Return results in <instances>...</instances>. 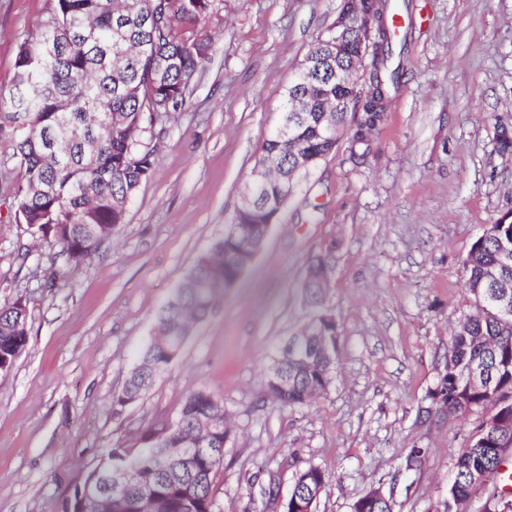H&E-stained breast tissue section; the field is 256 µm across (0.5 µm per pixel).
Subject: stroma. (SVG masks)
Segmentation results:
<instances>
[{
  "label": "stroma",
  "mask_w": 512,
  "mask_h": 512,
  "mask_svg": "<svg viewBox=\"0 0 512 512\" xmlns=\"http://www.w3.org/2000/svg\"><path fill=\"white\" fill-rule=\"evenodd\" d=\"M407 71L366 157L347 140L301 180L251 267L198 322L179 359L137 402L116 403L157 314L224 233L275 127L283 93L342 0H224L190 105L166 124L149 179L89 265L15 223L13 171L0 182V305L23 297L28 344L0 376V512H65L107 448H141L207 387L228 415L221 512H281L297 474L327 478L315 512H351L382 489L393 512H441L456 457L483 418L426 416L450 336L475 304L473 242L512 210V0H409ZM49 0H0V99ZM332 250L323 309L336 321L327 391L283 406L266 395L273 359L310 312V257ZM421 448L420 464H407Z\"/></svg>",
  "instance_id": "stroma-1"
}]
</instances>
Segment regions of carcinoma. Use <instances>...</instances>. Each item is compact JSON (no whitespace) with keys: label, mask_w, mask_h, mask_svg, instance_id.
I'll return each instance as SVG.
<instances>
[{"label":"carcinoma","mask_w":512,"mask_h":512,"mask_svg":"<svg viewBox=\"0 0 512 512\" xmlns=\"http://www.w3.org/2000/svg\"><path fill=\"white\" fill-rule=\"evenodd\" d=\"M38 34L18 45L15 60L16 93L10 99L0 135L13 142V152L0 161L3 173L10 164L23 171L15 221L31 236L52 239L61 246L65 264L77 269L91 261L104 240L85 246L91 227L123 224L130 198L153 169L160 133L173 112L189 104L190 86L209 60L204 26L221 19L224 0H175L166 15L157 0H51ZM411 29L391 32L374 43L367 74L359 86L336 87V68L349 64L322 61L311 92L308 112H292L283 105L278 122L315 169L336 148L330 128L341 119L356 121L351 156H365L373 133L385 120L391 92L405 76V50ZM275 154L277 172L251 188L252 205L235 211L230 225L210 248L199 255L156 318L154 336L139 364L128 377L116 403L139 400L155 375L180 356L194 323L206 318L216 301L250 268V254L259 251L266 226L279 219L277 205L287 189L296 187L303 171L297 161L282 156L276 134L263 145V155ZM497 232L482 234L466 258L467 284L476 307L451 337L448 375L434 389L448 400L436 412L462 419L493 406L469 437L454 463L443 512H458L474 475L498 476L512 439L496 435V424L512 420V308L505 316L489 312L493 289L507 291L512 301V219L497 220ZM328 247L312 256L300 284L303 303L313 310L309 326L320 339L311 364L284 363L288 394L267 382L268 396L284 405H302L324 393L335 366L336 324L321 312L331 270ZM28 312L17 298L0 306V365L12 370L28 344ZM226 422L224 401L206 388L190 392L177 419L162 428L165 445L203 435V451L190 457L173 455L164 472L155 470L154 449L108 450L107 463L128 467L136 479L124 502L101 496L87 501L86 512H214L213 477L224 467L225 434H214L210 423ZM151 481L159 494L144 501L140 483ZM327 483L325 474L310 467L297 474L288 508L298 502L309 507Z\"/></svg>","instance_id":"1"}]
</instances>
